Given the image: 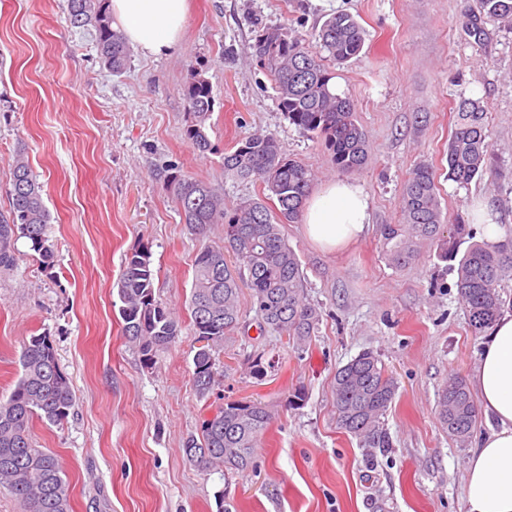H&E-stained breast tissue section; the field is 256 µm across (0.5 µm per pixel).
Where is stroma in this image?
Wrapping results in <instances>:
<instances>
[{
	"instance_id": "35a3bbf8",
	"label": "stroma",
	"mask_w": 512,
	"mask_h": 512,
	"mask_svg": "<svg viewBox=\"0 0 512 512\" xmlns=\"http://www.w3.org/2000/svg\"><path fill=\"white\" fill-rule=\"evenodd\" d=\"M182 40L169 54L132 53L123 74L101 65L91 31L70 24L67 0H0V213L8 212L11 170L25 152L50 212L56 255L45 269L25 241L12 271L0 273V400L21 375L31 336L49 334L75 404L60 425L34 421L38 447L54 453L72 488L74 512H464L469 448L457 445L435 413L449 376L469 378L482 352L472 335L454 274L426 245L402 269L389 265L379 228L401 221V187L421 160L433 168L447 224L468 223L488 203L512 235V29L466 24L476 0H188ZM351 14L365 46L335 66L337 93L351 97L370 150L353 179L369 197L372 226L343 251L313 245L302 224L282 233L297 254L308 300L321 312L305 349L259 334L248 286L243 324L216 357L220 386L201 398L191 384L196 341L189 328L193 260L203 241L183 224L162 170L224 192L227 205L262 187L224 173V154L257 130L316 175L338 173L324 146L278 109L274 83L258 65L257 27L285 25L308 45L329 16ZM201 70L215 98L212 152L185 138L183 89ZM480 100L492 168L461 187L448 179V139L460 96ZM151 248L155 292L179 317L175 343L154 369L141 366L121 332L114 302L125 256ZM265 350L275 367L248 376L246 357ZM373 351L397 381L384 417L393 446L369 453L336 422L334 375ZM303 387V406L288 394ZM257 399L277 414L264 433L254 471L224 478L182 452L223 400Z\"/></svg>"
}]
</instances>
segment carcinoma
Segmentation results:
<instances>
[{"label": "carcinoma", "instance_id": "obj_1", "mask_svg": "<svg viewBox=\"0 0 512 512\" xmlns=\"http://www.w3.org/2000/svg\"><path fill=\"white\" fill-rule=\"evenodd\" d=\"M480 15L512 28V0H477ZM70 23L92 27L100 63L115 75L126 68L130 48L124 35L112 28L107 0H67ZM313 49L285 26L261 27L255 36V57L274 81L279 110L289 123L322 143L336 171L352 174L368 160V140L357 123L353 101L336 92L327 62L343 64L364 48V30L348 13H336L321 24ZM189 122L185 136L196 151L211 152L206 122L214 111L212 85L200 71L184 89ZM454 130L448 140V180L461 186L482 176L491 164L484 108L460 96L454 108ZM224 173L252 180L265 194L228 208L211 183L192 179L172 166L166 174L183 223L208 239L196 254L190 291L191 330L199 347L192 362V386L200 397L213 392L221 379L215 353L240 325L238 280L247 272L259 330L270 328L304 347L312 339L320 312L307 301L301 263L288 246L281 225L302 217L314 173L285 155L277 137L256 131L224 154ZM9 215L0 214V271L14 266L15 241L24 238L45 267L55 266L48 244L50 213L42 185L28 159L16 154L12 163ZM402 222L385 224L380 233L389 264L404 267L419 255L427 241L440 247V257L457 261L456 287L473 335L482 334L502 311V289L512 280V239L474 242L465 224L442 223L441 201L432 167L418 163L403 185ZM222 237L210 239L212 229ZM471 240L463 255L459 246ZM232 250L239 266L230 267L224 249ZM150 247L127 254L116 283L122 335L139 354L141 366H155L158 352L172 345L182 329L179 319L156 296ZM22 375L9 398L0 401V486L17 499L22 512H73L70 483L57 457L36 445L33 420L59 425L69 416L74 393L62 371L51 337L40 334L23 343ZM249 374L262 381L274 361L266 353L248 358ZM397 392V383L380 356L363 351L336 369L334 406L339 427L363 448L386 452L393 447L384 417ZM435 412L442 428L463 445L469 441L478 411L465 381L455 376L437 392ZM273 418L270 406L259 400L228 401L202 420L200 433L188 437V449L206 448L192 463L225 476L245 472L254 464L258 442Z\"/></svg>", "mask_w": 512, "mask_h": 512}]
</instances>
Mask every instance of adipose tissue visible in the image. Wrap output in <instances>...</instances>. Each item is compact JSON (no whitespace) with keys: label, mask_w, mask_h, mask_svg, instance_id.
I'll return each instance as SVG.
<instances>
[{"label":"adipose tissue","mask_w":512,"mask_h":512,"mask_svg":"<svg viewBox=\"0 0 512 512\" xmlns=\"http://www.w3.org/2000/svg\"><path fill=\"white\" fill-rule=\"evenodd\" d=\"M111 3L129 43L144 56L168 54L179 44L187 0ZM303 217L306 236L327 251L356 242L371 224L362 186L341 178L311 195ZM471 383L491 427L468 460L465 512H512V312L502 313L489 327Z\"/></svg>","instance_id":"1"}]
</instances>
